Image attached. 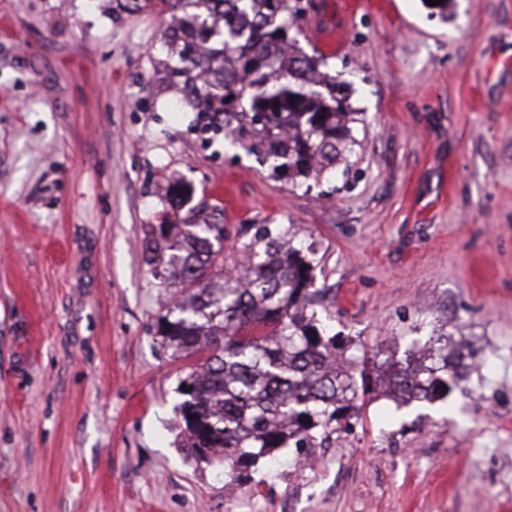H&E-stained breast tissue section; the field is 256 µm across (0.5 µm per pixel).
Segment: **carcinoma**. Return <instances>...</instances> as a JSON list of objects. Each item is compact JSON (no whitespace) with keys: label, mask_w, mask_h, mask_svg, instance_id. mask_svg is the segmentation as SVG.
Masks as SVG:
<instances>
[{"label":"carcinoma","mask_w":512,"mask_h":512,"mask_svg":"<svg viewBox=\"0 0 512 512\" xmlns=\"http://www.w3.org/2000/svg\"><path fill=\"white\" fill-rule=\"evenodd\" d=\"M113 10L171 13L166 31L168 77L198 112L201 130L224 140L291 180L321 175L344 160L350 134L349 93L319 67L322 57L294 56L303 8L291 0H113ZM224 225L173 224L153 231L152 250L167 255L153 276L193 292L160 319L162 344L196 361L181 385L179 412L187 447L224 456L243 474L262 457L290 446L317 445L353 408L359 395L382 390L401 406L448 397L468 365L448 353L445 326L404 357L353 370L339 337L318 327L314 306L328 289L314 287L302 250L259 228L246 248L262 245L266 259L224 288Z\"/></svg>","instance_id":"1"}]
</instances>
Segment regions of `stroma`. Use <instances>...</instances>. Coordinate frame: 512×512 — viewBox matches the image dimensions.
<instances>
[{"label":"stroma","mask_w":512,"mask_h":512,"mask_svg":"<svg viewBox=\"0 0 512 512\" xmlns=\"http://www.w3.org/2000/svg\"><path fill=\"white\" fill-rule=\"evenodd\" d=\"M352 88L346 172L308 185L207 140L165 79L166 16L0 0V512H512V0H322ZM183 189L170 205L173 186ZM307 249L345 355L432 324L475 350L435 404L377 392L246 480L187 448L163 218Z\"/></svg>","instance_id":"stroma-1"}]
</instances>
